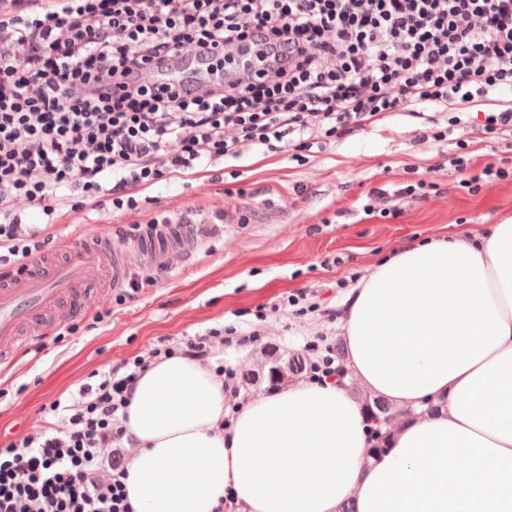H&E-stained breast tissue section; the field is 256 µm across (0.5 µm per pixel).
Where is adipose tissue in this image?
Returning <instances> with one entry per match:
<instances>
[{
  "instance_id": "ef3b65f1",
  "label": "adipose tissue",
  "mask_w": 512,
  "mask_h": 512,
  "mask_svg": "<svg viewBox=\"0 0 512 512\" xmlns=\"http://www.w3.org/2000/svg\"><path fill=\"white\" fill-rule=\"evenodd\" d=\"M349 374L257 394L230 430L216 359L175 355L133 385L135 512H512V218L394 250L341 318ZM402 414L373 456L357 390Z\"/></svg>"
}]
</instances>
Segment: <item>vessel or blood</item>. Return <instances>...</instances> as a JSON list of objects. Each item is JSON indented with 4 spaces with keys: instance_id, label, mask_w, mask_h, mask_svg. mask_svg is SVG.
Returning <instances> with one entry per match:
<instances>
[{
    "instance_id": "1",
    "label": "vessel or blood",
    "mask_w": 512,
    "mask_h": 512,
    "mask_svg": "<svg viewBox=\"0 0 512 512\" xmlns=\"http://www.w3.org/2000/svg\"><path fill=\"white\" fill-rule=\"evenodd\" d=\"M180 56V67H149L142 74L143 80L223 90L222 82L207 78L205 65L192 50H182ZM198 245V239L185 236L178 225L168 223L123 249L109 239L91 235L74 239L64 258L37 256L22 273L0 281V364L46 330L66 324L87 287H123L131 267L187 260Z\"/></svg>"
}]
</instances>
